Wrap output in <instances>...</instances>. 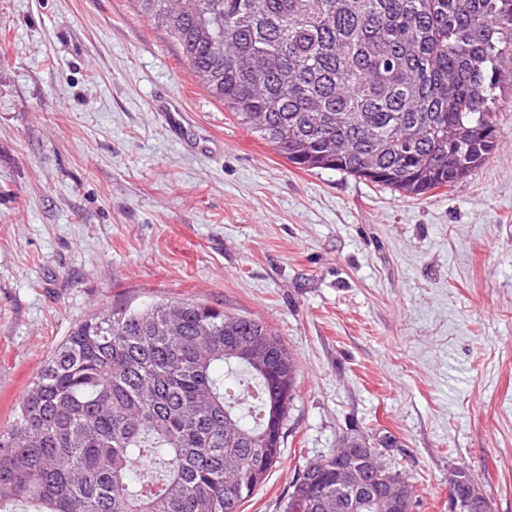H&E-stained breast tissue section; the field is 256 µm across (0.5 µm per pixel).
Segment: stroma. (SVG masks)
<instances>
[{
  "label": "stroma",
  "instance_id": "stroma-1",
  "mask_svg": "<svg viewBox=\"0 0 512 512\" xmlns=\"http://www.w3.org/2000/svg\"><path fill=\"white\" fill-rule=\"evenodd\" d=\"M494 119L483 168L409 198L293 168L132 0H0V427L82 321L192 300L268 324L298 365L242 512H283L352 433L390 439L414 512H448L457 468L512 512V104Z\"/></svg>",
  "mask_w": 512,
  "mask_h": 512
}]
</instances>
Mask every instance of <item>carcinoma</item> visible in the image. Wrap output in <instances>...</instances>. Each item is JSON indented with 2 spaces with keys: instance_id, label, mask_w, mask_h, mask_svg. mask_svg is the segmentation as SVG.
<instances>
[{
  "instance_id": "1",
  "label": "carcinoma",
  "mask_w": 512,
  "mask_h": 512,
  "mask_svg": "<svg viewBox=\"0 0 512 512\" xmlns=\"http://www.w3.org/2000/svg\"><path fill=\"white\" fill-rule=\"evenodd\" d=\"M239 124L297 169L336 170L407 196L489 162L512 102V0H134ZM265 323L158 301L79 324L0 427V512H239L279 462L264 446L281 381L224 355ZM300 474L286 512H321L336 451ZM362 465L376 512L398 479Z\"/></svg>"
}]
</instances>
